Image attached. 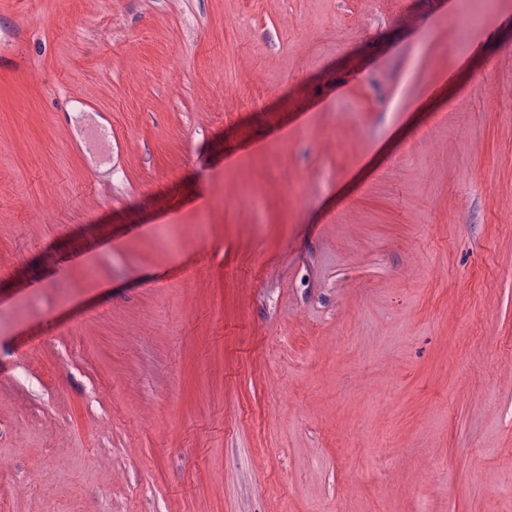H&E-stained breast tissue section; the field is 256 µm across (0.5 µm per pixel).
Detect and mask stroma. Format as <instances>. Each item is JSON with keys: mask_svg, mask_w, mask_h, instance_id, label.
<instances>
[{"mask_svg": "<svg viewBox=\"0 0 512 512\" xmlns=\"http://www.w3.org/2000/svg\"><path fill=\"white\" fill-rule=\"evenodd\" d=\"M18 28L0 512H512V0Z\"/></svg>", "mask_w": 512, "mask_h": 512, "instance_id": "35a3bbf8", "label": "stroma"}]
</instances>
